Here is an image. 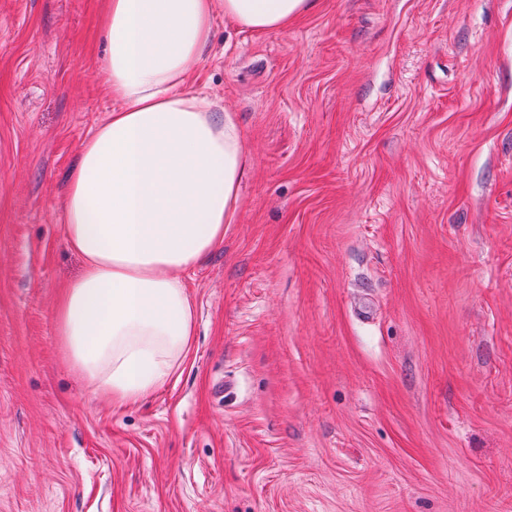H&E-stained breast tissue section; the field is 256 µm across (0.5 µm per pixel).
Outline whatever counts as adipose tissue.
I'll return each mask as SVG.
<instances>
[{"mask_svg":"<svg viewBox=\"0 0 512 512\" xmlns=\"http://www.w3.org/2000/svg\"><path fill=\"white\" fill-rule=\"evenodd\" d=\"M315 0H106L98 60L112 112L82 142L62 204L83 260L56 307L66 361L111 401H142L186 358V275L235 223L246 169L232 113L192 75L216 11L243 31L284 28Z\"/></svg>","mask_w":512,"mask_h":512,"instance_id":"obj_1","label":"adipose tissue"}]
</instances>
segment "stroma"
I'll list each match as a JSON object with an SVG mask.
<instances>
[{"instance_id":"obj_1","label":"stroma","mask_w":512,"mask_h":512,"mask_svg":"<svg viewBox=\"0 0 512 512\" xmlns=\"http://www.w3.org/2000/svg\"><path fill=\"white\" fill-rule=\"evenodd\" d=\"M100 0H0V512H512V0L216 14L249 165L196 335L124 406L62 355Z\"/></svg>"}]
</instances>
